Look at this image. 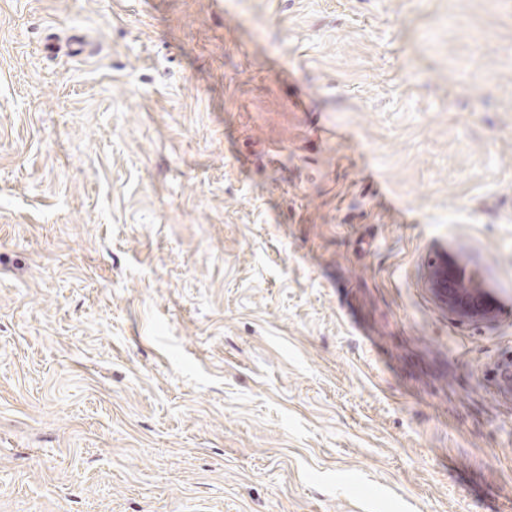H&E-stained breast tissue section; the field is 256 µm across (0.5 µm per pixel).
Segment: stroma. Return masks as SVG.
Listing matches in <instances>:
<instances>
[{"instance_id": "obj_1", "label": "stroma", "mask_w": 512, "mask_h": 512, "mask_svg": "<svg viewBox=\"0 0 512 512\" xmlns=\"http://www.w3.org/2000/svg\"><path fill=\"white\" fill-rule=\"evenodd\" d=\"M510 357L512 0H0V512H512ZM279 78L293 89V103L301 111H309L311 98L308 87L300 80L294 70L282 68L277 72ZM433 286L452 291L456 298L454 306L461 311L476 302L470 294V288H482L477 269L469 262L467 252L461 247L455 248L454 259L448 261V268L445 260L443 267L435 272ZM470 310L476 311V304Z\"/></svg>"}]
</instances>
